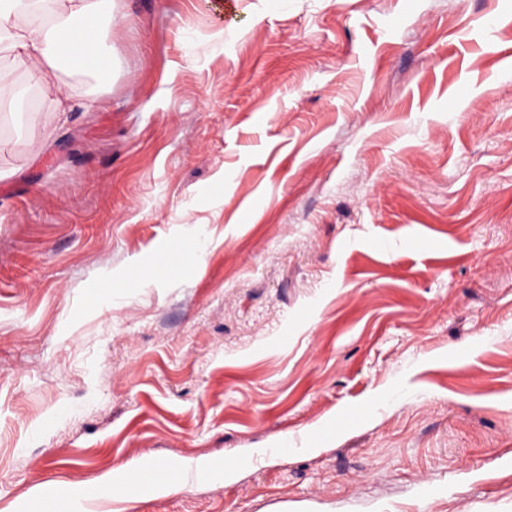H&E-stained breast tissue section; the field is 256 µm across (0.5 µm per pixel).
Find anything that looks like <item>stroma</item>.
Segmentation results:
<instances>
[{
  "label": "stroma",
  "instance_id": "stroma-1",
  "mask_svg": "<svg viewBox=\"0 0 512 512\" xmlns=\"http://www.w3.org/2000/svg\"><path fill=\"white\" fill-rule=\"evenodd\" d=\"M102 39L0 117V512L200 459L240 471L94 512H512V0H108ZM56 116L60 122L67 120V113L72 112L76 107L89 110L92 108L101 109L106 107V103L100 100H82L73 103V95L66 91H61V97L57 100Z\"/></svg>",
  "mask_w": 512,
  "mask_h": 512
}]
</instances>
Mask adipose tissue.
I'll list each match as a JSON object with an SVG mask.
<instances>
[{
  "label": "adipose tissue",
  "instance_id": "obj_1",
  "mask_svg": "<svg viewBox=\"0 0 512 512\" xmlns=\"http://www.w3.org/2000/svg\"><path fill=\"white\" fill-rule=\"evenodd\" d=\"M102 0H0V55L42 83L70 42L98 44Z\"/></svg>",
  "mask_w": 512,
  "mask_h": 512
}]
</instances>
